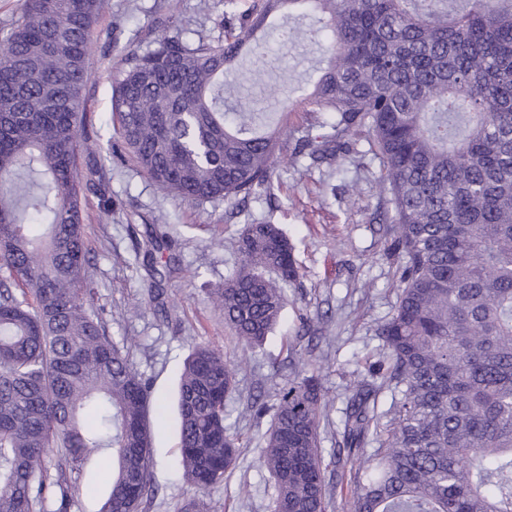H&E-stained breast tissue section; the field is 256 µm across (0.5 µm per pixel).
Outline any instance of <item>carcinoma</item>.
I'll return each instance as SVG.
<instances>
[{
	"mask_svg": "<svg viewBox=\"0 0 512 512\" xmlns=\"http://www.w3.org/2000/svg\"><path fill=\"white\" fill-rule=\"evenodd\" d=\"M105 0H24L0 49V512H69L71 474L112 450L100 512H140L154 493L151 387L106 335L86 267L78 167L94 25ZM304 7L322 25L279 29L285 43L329 40L304 98L332 112L331 155L362 135L382 164L383 220L399 267L378 359L349 389L325 464L326 408L315 373L291 380L270 415L261 465L273 512H512V0H253L217 36L163 31L113 75L122 144L177 200L246 199L269 181L281 143L253 108L226 112L255 34ZM240 263L210 292L245 349L280 320L301 276L275 224L246 225ZM236 365L196 345L179 389V468L199 491L224 481L239 439L225 425ZM387 410H379L384 393Z\"/></svg>",
	"mask_w": 512,
	"mask_h": 512,
	"instance_id": "carcinoma-1",
	"label": "carcinoma"
}]
</instances>
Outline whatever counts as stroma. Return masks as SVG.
<instances>
[{
  "instance_id": "stroma-1",
  "label": "stroma",
  "mask_w": 512,
  "mask_h": 512,
  "mask_svg": "<svg viewBox=\"0 0 512 512\" xmlns=\"http://www.w3.org/2000/svg\"><path fill=\"white\" fill-rule=\"evenodd\" d=\"M252 0H108L93 33L91 77L85 87L92 156L104 172L101 189L83 199L88 271L96 285L94 307L112 340L124 346L134 370L162 400L164 421L154 430L151 484L143 512H178L196 499L206 512H270L273 481L261 467L267 420L248 409L255 390L266 395L318 369L329 400L321 446H336V426L348 385L377 359V330L393 313L396 263L385 223L378 219L381 167L363 141H349L335 156L311 158L305 140L330 112L301 111L330 44L268 43L265 62L244 63L243 103L276 86L291 105L280 116L283 151L269 184L246 201L195 205L177 201L121 157L115 133L112 77L129 48H146L169 20L184 37L218 34L239 26ZM278 225L295 248L300 279L287 290L281 321L264 345L243 352L224 326L208 291L239 263L236 240L247 224ZM166 248L149 263L148 241ZM208 343L238 361V389L226 403V424L242 448L223 482L198 492L177 465V391L191 347ZM76 486L70 512H99L112 482V454L92 452Z\"/></svg>"
}]
</instances>
